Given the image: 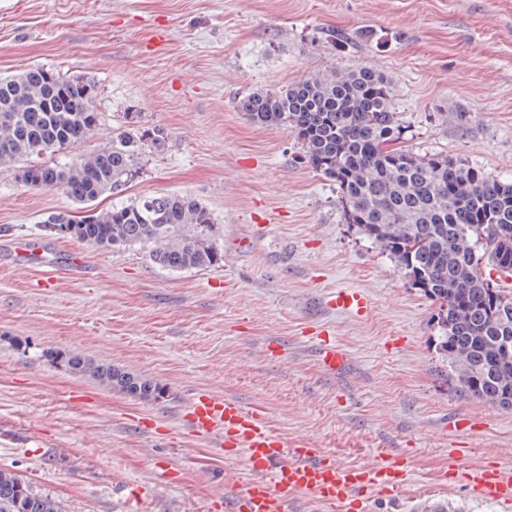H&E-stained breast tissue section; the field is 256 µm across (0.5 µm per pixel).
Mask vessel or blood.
<instances>
[{"label": "vessel or blood", "instance_id": "vessel-or-blood-1", "mask_svg": "<svg viewBox=\"0 0 512 512\" xmlns=\"http://www.w3.org/2000/svg\"><path fill=\"white\" fill-rule=\"evenodd\" d=\"M337 310L360 312L365 297L348 287L338 288L332 300ZM321 365L329 371L343 366L345 355L331 340L316 343ZM187 423L194 436L219 448L242 451L247 477L225 499V512H288L291 501L304 498L318 512H346L362 489L399 490L403 475L393 456L374 465L348 467L332 454L302 439L288 443L271 430L262 410L234 398L201 391L193 395ZM456 477L474 495L512 505V474L486 465H468Z\"/></svg>", "mask_w": 512, "mask_h": 512}]
</instances>
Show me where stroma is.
I'll return each instance as SVG.
<instances>
[{
    "label": "stroma",
    "mask_w": 512,
    "mask_h": 512,
    "mask_svg": "<svg viewBox=\"0 0 512 512\" xmlns=\"http://www.w3.org/2000/svg\"><path fill=\"white\" fill-rule=\"evenodd\" d=\"M358 64L393 79L406 149L512 180V0H0V76L41 65L93 79L100 126L79 154L107 146L128 112L166 128L168 146L143 158L125 196L192 195L222 255L171 272L138 249L46 235L41 221L76 205L0 169V468L63 512H215L245 470L188 429L190 399L206 391L263 406L283 440L345 465L408 454L399 492L364 493L358 512H512L442 479L461 448L512 471V411L456 389L437 303L346 223L294 135L238 107L248 91ZM25 240L39 245L27 262ZM344 286L366 296L365 314L331 307ZM318 335L345 348V372L320 369ZM45 348L168 394L107 390L43 362Z\"/></svg>",
    "instance_id": "stroma-1"
}]
</instances>
